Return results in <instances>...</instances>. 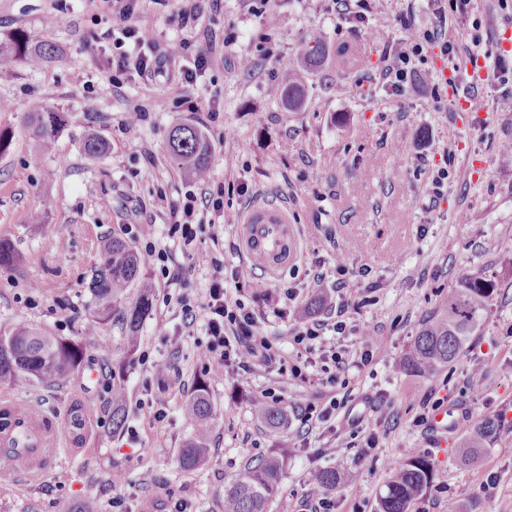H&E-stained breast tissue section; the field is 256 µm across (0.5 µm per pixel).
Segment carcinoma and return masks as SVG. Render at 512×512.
<instances>
[{
	"label": "carcinoma",
	"instance_id": "cac0c4a2",
	"mask_svg": "<svg viewBox=\"0 0 512 512\" xmlns=\"http://www.w3.org/2000/svg\"><path fill=\"white\" fill-rule=\"evenodd\" d=\"M58 50L45 41L33 42L24 34L16 35L8 43H0V65L10 66L18 60L32 68H39L56 58ZM323 47L320 38L311 37L301 42L296 60L283 61L288 70L282 102L289 108L302 104L305 85L302 72L322 66ZM66 123L62 112H37L28 119L32 138L39 147L51 146L56 132ZM83 151L90 157H99L108 146L96 134H88ZM168 152L191 174L201 177L209 172L210 144L202 130L192 124L174 127L168 136ZM142 260L132 246L120 239L104 241L100 246V262L94 269L88 288L97 301L96 320L85 329V339L72 341L59 336H48L26 326H17L0 334V384L26 386L40 384L46 388H62L72 373L84 361L85 340L98 334L100 325L112 319L116 302L132 287L140 288L135 305L122 311L128 329V344L136 347L140 326L151 309L150 284L141 275ZM496 294V284L478 274L463 276L458 287L448 292L439 313L427 320L410 347L405 367L418 376L426 377L451 363L469 337L480 328L490 301ZM125 388L112 386V429L124 425ZM255 411L266 422L275 426L283 419L282 411L266 403H254ZM187 417L206 424L213 416L208 383H199L186 400ZM70 433L76 444L83 441L86 427L85 404L74 399L69 406ZM497 433V424L484 420L476 435L468 440L458 461L472 463L485 443ZM209 449L197 440L183 448L181 465L193 470L204 464ZM281 468L277 459L270 457L248 467L224 491V512H265L268 502L278 493ZM322 491L333 492L340 487L341 477L333 469L324 468L315 473ZM433 479V466L427 457L416 454L396 465L379 499L378 512H409L411 503L428 487Z\"/></svg>",
	"mask_w": 512,
	"mask_h": 512
}]
</instances>
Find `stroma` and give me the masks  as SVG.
Instances as JSON below:
<instances>
[{
	"mask_svg": "<svg viewBox=\"0 0 512 512\" xmlns=\"http://www.w3.org/2000/svg\"><path fill=\"white\" fill-rule=\"evenodd\" d=\"M409 0H141L139 14L153 29L156 47L188 37L210 63L193 84L168 75L150 81L112 74V39L119 27L110 11L86 13L81 0H0V41L21 32L54 43L59 57L41 69L23 64L0 71V130L11 144L0 153V239L12 243L17 266L0 268V331L17 325L80 340L95 319L88 289L102 238H124L137 252L147 243L166 249L170 273L145 263L154 285L152 306L136 349H129L121 315L101 325L84 365L61 389L2 384L0 397L36 406L60 432L58 455L47 472L0 484V512H69L96 497L101 512H224V488L249 464L275 455L281 489L267 512H298L312 474L332 468L344 479L345 499L332 512H378L392 465L427 456L433 481L410 512H448L449 501L470 512H512V112L498 103L512 97V82L472 86L461 68L473 38L496 51L500 30L512 25V0H472L467 16L449 18L455 44L451 85H433L443 57L432 49L401 93L378 90L389 52L405 32L400 17ZM65 23H55L58 13ZM320 34L323 67L305 80L296 111L281 102L280 63L298 44ZM356 66L336 67L339 51ZM251 69H243L242 56ZM361 85L355 95L351 86ZM480 103L478 125L461 124L447 90ZM165 110L153 107L156 100ZM196 111H188L187 102ZM142 109L133 132L123 122ZM62 112L66 124L42 151L27 130L34 112ZM179 122L199 126L212 143L211 182L224 186V210L203 202L208 183L183 174L167 151ZM95 129L108 151L92 159L82 150ZM448 177L437 180L440 170ZM247 194H239V187ZM199 198L201 225L191 244L170 232L172 210L186 195ZM280 200L299 228L298 256L270 283L295 289L284 303L260 302L271 335L328 319L334 304L349 301L344 333L326 331L310 355L306 378L276 366L243 372L226 366L210 377L198 356L206 324H186L177 296L205 301L215 279L229 297L249 301L236 272L249 271L239 247L243 213L261 200ZM41 223H32V215ZM222 268H215L214 260ZM346 269V287L336 282ZM493 280L497 292L481 328L457 357L429 377L406 373L403 361L428 317L441 308L461 276ZM370 331L373 359L350 368L348 384L328 382L336 350H354ZM122 366L126 421L112 429V368ZM97 379H90V372ZM210 384L215 413L207 428L187 419L181 405L200 380ZM280 397L284 419L270 427L252 409L258 391ZM87 401L82 447L63 426L74 398ZM345 398L330 422L307 427L298 413L312 402ZM449 408L445 430L430 423L434 404ZM166 417L153 419L156 409ZM498 423L478 463L460 465L459 442L485 418ZM205 436L209 462L187 471L180 454ZM121 483H113V474Z\"/></svg>",
	"mask_w": 512,
	"mask_h": 512,
	"instance_id": "obj_1",
	"label": "stroma"
}]
</instances>
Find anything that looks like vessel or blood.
Returning a JSON list of instances; mask_svg holds the SVG:
<instances>
[{"label": "vessel or blood", "instance_id": "1", "mask_svg": "<svg viewBox=\"0 0 512 512\" xmlns=\"http://www.w3.org/2000/svg\"><path fill=\"white\" fill-rule=\"evenodd\" d=\"M242 222L244 254L252 264L272 274L295 260L298 238L287 209L276 204H256L248 209ZM38 419L37 411H28L0 434V462L10 466L15 475H23L50 445L37 427Z\"/></svg>", "mask_w": 512, "mask_h": 512}]
</instances>
